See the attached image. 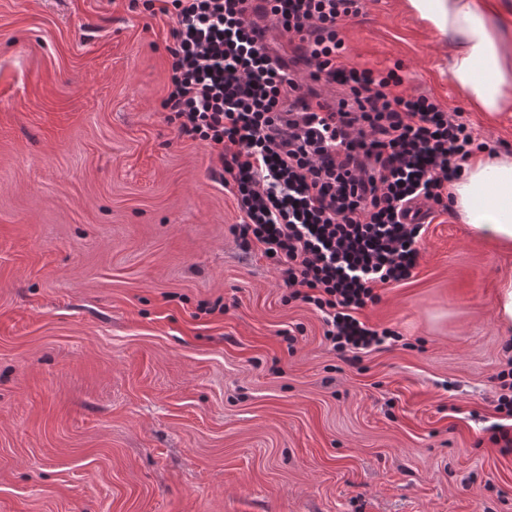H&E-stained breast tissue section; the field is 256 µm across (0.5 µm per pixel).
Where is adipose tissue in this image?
I'll use <instances>...</instances> for the list:
<instances>
[{
  "label": "adipose tissue",
  "instance_id": "adipose-tissue-1",
  "mask_svg": "<svg viewBox=\"0 0 512 512\" xmlns=\"http://www.w3.org/2000/svg\"><path fill=\"white\" fill-rule=\"evenodd\" d=\"M449 42L448 73L489 121L512 104V51L489 22L484 0H408ZM464 223L512 247V157L474 158L450 187Z\"/></svg>",
  "mask_w": 512,
  "mask_h": 512
}]
</instances>
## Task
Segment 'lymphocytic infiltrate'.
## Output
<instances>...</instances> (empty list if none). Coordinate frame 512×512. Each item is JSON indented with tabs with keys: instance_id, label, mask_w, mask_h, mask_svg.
I'll use <instances>...</instances> for the list:
<instances>
[{
	"instance_id": "obj_1",
	"label": "lymphocytic infiltrate",
	"mask_w": 512,
	"mask_h": 512,
	"mask_svg": "<svg viewBox=\"0 0 512 512\" xmlns=\"http://www.w3.org/2000/svg\"><path fill=\"white\" fill-rule=\"evenodd\" d=\"M162 11L173 21L162 107L180 135L217 149L242 249H260L290 299L314 306L344 362L398 341L356 313L377 302L375 285L411 276L425 231L411 211L444 206L486 143L461 110L405 91L396 69L344 65L338 26L359 0H164ZM259 17L298 37L311 81L341 88L336 107H314Z\"/></svg>"
}]
</instances>
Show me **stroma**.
Listing matches in <instances>:
<instances>
[{"label": "stroma", "mask_w": 512, "mask_h": 512, "mask_svg": "<svg viewBox=\"0 0 512 512\" xmlns=\"http://www.w3.org/2000/svg\"><path fill=\"white\" fill-rule=\"evenodd\" d=\"M172 21L129 0H0V512H512L496 411L512 252L434 213L339 360L244 251L216 150L161 102ZM344 62L486 121L407 0H362ZM495 315L509 334L512 332V277L505 281L500 288L495 304Z\"/></svg>", "instance_id": "35a3bbf8"}]
</instances>
